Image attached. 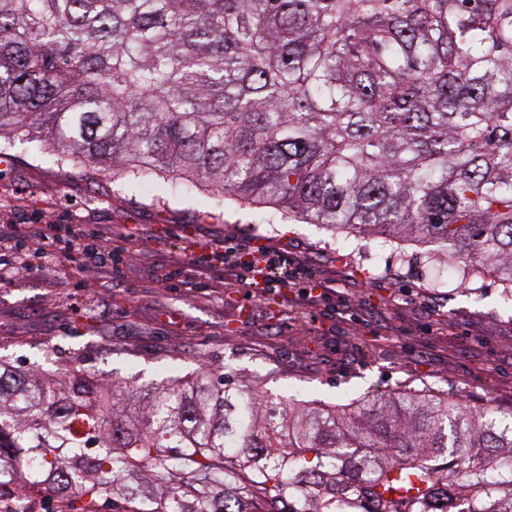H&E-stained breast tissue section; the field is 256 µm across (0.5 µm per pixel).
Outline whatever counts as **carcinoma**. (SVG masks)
<instances>
[{"label":"carcinoma","mask_w":512,"mask_h":512,"mask_svg":"<svg viewBox=\"0 0 512 512\" xmlns=\"http://www.w3.org/2000/svg\"><path fill=\"white\" fill-rule=\"evenodd\" d=\"M0 149L430 244L512 302V0H0ZM125 512H512V408L0 361V481Z\"/></svg>","instance_id":"obj_1"}]
</instances>
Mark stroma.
Segmentation results:
<instances>
[{"instance_id": "obj_1", "label": "stroma", "mask_w": 512, "mask_h": 512, "mask_svg": "<svg viewBox=\"0 0 512 512\" xmlns=\"http://www.w3.org/2000/svg\"><path fill=\"white\" fill-rule=\"evenodd\" d=\"M0 167V229L83 225L126 242L120 274L87 260L16 259L0 285V359L69 362L105 382L176 379L199 361L286 397L346 404L380 392L431 390L512 407V303L493 277L436 291L424 244L336 248L333 231L289 220L259 224L253 207L209 194L152 198L102 176L42 162L23 145ZM278 251L301 280L321 283L257 295L202 244ZM42 263L27 273V265Z\"/></svg>"}]
</instances>
